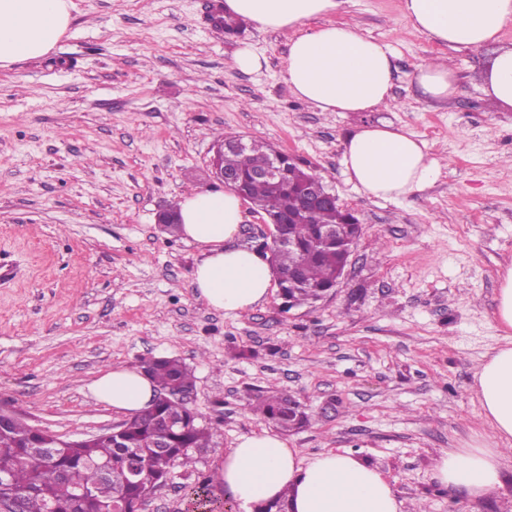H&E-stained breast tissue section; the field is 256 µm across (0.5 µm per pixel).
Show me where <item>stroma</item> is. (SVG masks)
I'll return each instance as SVG.
<instances>
[{"label": "stroma", "instance_id": "35a3bbf8", "mask_svg": "<svg viewBox=\"0 0 512 512\" xmlns=\"http://www.w3.org/2000/svg\"><path fill=\"white\" fill-rule=\"evenodd\" d=\"M67 32L39 60L0 69V407L67 440L121 425L125 413L88 385L141 359L193 368L191 406L221 436L268 427L252 413L271 388L305 408L285 432L300 456L349 450L392 482L403 512H512V461L479 500L434 475L441 450L489 431L472 398L483 356L502 341L492 320L512 262V112L492 111L480 83L490 53L411 33L403 0H345L334 19L392 46L391 102L323 112L283 81L291 32L244 24L216 31L211 0H73ZM250 47L259 71L233 64ZM453 67L454 101L420 99L416 65ZM379 121L426 141L442 173L403 201L347 183L343 141ZM307 162L362 225L347 272L311 307L283 311L278 292L240 314L191 288L196 245L163 231L159 212L217 188L210 160L224 134ZM194 478L175 468L141 512H187Z\"/></svg>", "mask_w": 512, "mask_h": 512}]
</instances>
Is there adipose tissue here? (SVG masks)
I'll list each match as a JSON object with an SVG mask.
<instances>
[{"mask_svg": "<svg viewBox=\"0 0 512 512\" xmlns=\"http://www.w3.org/2000/svg\"><path fill=\"white\" fill-rule=\"evenodd\" d=\"M344 0H224V13L271 31H294L285 81L298 99L323 112H375L390 98L394 54L388 44L356 27L331 22ZM71 0H0V68L48 54L71 23ZM411 27L429 41L454 49L491 51L480 81L496 111L512 112V45L498 42L512 21V0H404ZM420 96L449 101L458 93L452 68L438 59L412 75ZM349 183L368 196L403 200L430 187L441 168L417 134L372 124L349 134L342 153ZM179 232L200 249L191 285L215 310L245 312L266 301L273 286L268 261L237 245L242 201L229 189L208 190L179 203ZM493 319L502 346L488 352L476 373V397L490 430L485 447L442 450L435 472L451 489L478 498L502 482L512 456V265L500 281ZM92 397L119 412L138 415L155 395L142 371L115 367L88 387ZM217 478L240 506L287 497L289 512H402L389 479L352 452L312 458L269 429L240 436L217 462Z\"/></svg>", "mask_w": 512, "mask_h": 512, "instance_id": "obj_1", "label": "adipose tissue"}]
</instances>
